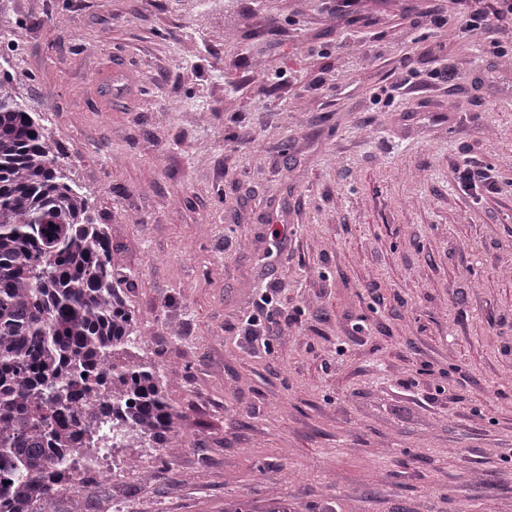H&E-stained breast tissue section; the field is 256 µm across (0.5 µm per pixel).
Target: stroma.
Listing matches in <instances>:
<instances>
[{"label":"stroma","instance_id":"1","mask_svg":"<svg viewBox=\"0 0 512 512\" xmlns=\"http://www.w3.org/2000/svg\"><path fill=\"white\" fill-rule=\"evenodd\" d=\"M426 8L0 0V69L107 225L183 414L154 480L101 479L85 512L274 491L295 512H512V66ZM476 159L485 202L458 183ZM267 288L283 333L255 341ZM490 172L489 166L483 165L481 161H474L460 172V184L465 190L476 191L477 188H483L487 194L496 193L497 187Z\"/></svg>","mask_w":512,"mask_h":512}]
</instances>
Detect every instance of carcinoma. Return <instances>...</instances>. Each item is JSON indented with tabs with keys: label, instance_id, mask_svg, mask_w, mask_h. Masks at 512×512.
Listing matches in <instances>:
<instances>
[{
	"label": "carcinoma",
	"instance_id": "1",
	"mask_svg": "<svg viewBox=\"0 0 512 512\" xmlns=\"http://www.w3.org/2000/svg\"><path fill=\"white\" fill-rule=\"evenodd\" d=\"M106 228L54 151L44 118L0 76V512H51L84 470L93 434L168 448L182 414L169 380L136 358L137 321ZM224 512H292L276 497Z\"/></svg>",
	"mask_w": 512,
	"mask_h": 512
}]
</instances>
